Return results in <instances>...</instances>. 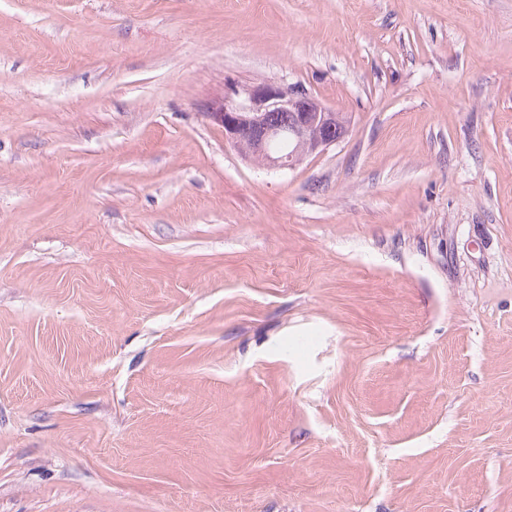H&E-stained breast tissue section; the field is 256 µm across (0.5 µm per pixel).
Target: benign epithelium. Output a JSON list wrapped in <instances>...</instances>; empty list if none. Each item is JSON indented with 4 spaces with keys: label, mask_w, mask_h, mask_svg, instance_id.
Returning a JSON list of instances; mask_svg holds the SVG:
<instances>
[{
    "label": "benign epithelium",
    "mask_w": 512,
    "mask_h": 512,
    "mask_svg": "<svg viewBox=\"0 0 512 512\" xmlns=\"http://www.w3.org/2000/svg\"><path fill=\"white\" fill-rule=\"evenodd\" d=\"M206 114L224 128V140L245 158L274 169H293L307 156L339 142L346 122L305 91L275 81L241 83L224 79V95L206 105ZM286 133V152L271 142Z\"/></svg>",
    "instance_id": "benign-epithelium-1"
}]
</instances>
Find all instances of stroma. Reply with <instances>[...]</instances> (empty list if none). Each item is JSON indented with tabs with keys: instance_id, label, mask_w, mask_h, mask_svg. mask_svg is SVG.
<instances>
[{
	"instance_id": "1",
	"label": "stroma",
	"mask_w": 512,
	"mask_h": 512,
	"mask_svg": "<svg viewBox=\"0 0 512 512\" xmlns=\"http://www.w3.org/2000/svg\"><path fill=\"white\" fill-rule=\"evenodd\" d=\"M0 512H512V0H0ZM275 112H288V119L275 120ZM205 113L224 128L226 143L245 158L274 169L295 168L347 132L346 122L335 110L299 88L275 81L225 79L224 95L211 100ZM281 133L288 134L289 145H271Z\"/></svg>"
}]
</instances>
